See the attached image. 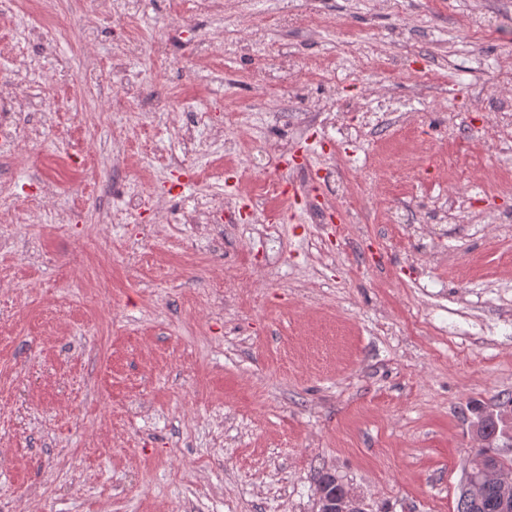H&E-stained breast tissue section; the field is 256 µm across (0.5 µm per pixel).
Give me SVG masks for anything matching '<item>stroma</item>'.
Returning a JSON list of instances; mask_svg holds the SVG:
<instances>
[{"label":"stroma","mask_w":512,"mask_h":512,"mask_svg":"<svg viewBox=\"0 0 512 512\" xmlns=\"http://www.w3.org/2000/svg\"><path fill=\"white\" fill-rule=\"evenodd\" d=\"M116 55L169 108L93 120ZM1 122L0 512H456L512 398V0H12ZM319 488L318 494V512H359L361 511L360 501L353 491L347 488L344 484L336 477L335 474L330 472H323L320 474L318 479ZM334 486L336 492L330 493V489L325 486ZM343 494L336 498V495Z\"/></svg>","instance_id":"stroma-1"}]
</instances>
